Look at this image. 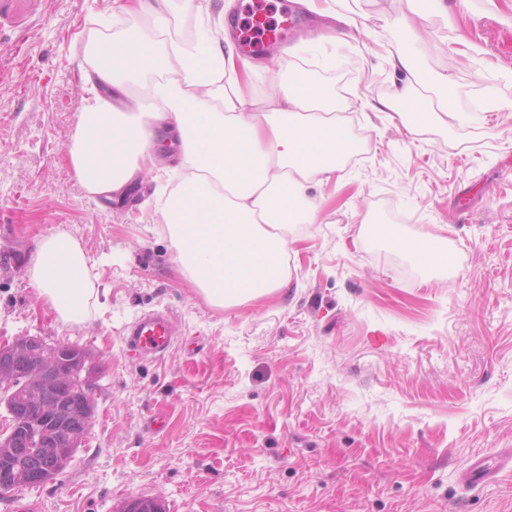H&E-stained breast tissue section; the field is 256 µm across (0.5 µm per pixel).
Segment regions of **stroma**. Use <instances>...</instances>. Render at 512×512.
Returning a JSON list of instances; mask_svg holds the SVG:
<instances>
[{"label":"stroma","instance_id":"35a3bbf8","mask_svg":"<svg viewBox=\"0 0 512 512\" xmlns=\"http://www.w3.org/2000/svg\"><path fill=\"white\" fill-rule=\"evenodd\" d=\"M423 0L418 65L448 74L462 124L414 103L380 111L406 41V0H334L366 35L318 63L361 149L320 209L293 228L290 279L219 309L182 274L154 204V173L127 198L90 199L68 156L87 95L88 44L140 26L118 0H0V343L23 334L91 355L96 406L63 473L0 497V512H119L139 496L167 512H512V0ZM286 48L260 56L247 88L268 95L299 36L328 21L298 0ZM414 123L409 135L403 123ZM89 258L100 304L65 323L29 279L45 234ZM447 250L444 264L406 245ZM168 313L164 358L128 355L126 329ZM477 460L498 462L464 487Z\"/></svg>","mask_w":512,"mask_h":512}]
</instances>
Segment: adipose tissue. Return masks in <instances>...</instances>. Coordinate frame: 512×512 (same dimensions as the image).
Segmentation results:
<instances>
[{"instance_id": "ef3b65f1", "label": "adipose tissue", "mask_w": 512, "mask_h": 512, "mask_svg": "<svg viewBox=\"0 0 512 512\" xmlns=\"http://www.w3.org/2000/svg\"><path fill=\"white\" fill-rule=\"evenodd\" d=\"M168 2L133 0L127 10L143 18L145 32L85 51L89 96L68 152L86 193L109 197L178 142L182 177L160 188L174 258L210 303L229 307L287 283L290 228L315 223L308 191L333 178L350 131L328 89L306 79L276 78L274 92L260 100L243 90L225 24L232 0L187 45L163 36ZM390 62L403 79L384 109L411 99L419 82L436 96L418 102L420 111L445 124L460 121L447 75L419 72L406 45ZM29 274L63 321L87 317L95 290L85 252L69 234L42 236Z\"/></svg>"}]
</instances>
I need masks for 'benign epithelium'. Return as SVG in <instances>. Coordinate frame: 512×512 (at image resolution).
I'll return each instance as SVG.
<instances>
[{"instance_id": "1", "label": "benign epithelium", "mask_w": 512, "mask_h": 512, "mask_svg": "<svg viewBox=\"0 0 512 512\" xmlns=\"http://www.w3.org/2000/svg\"><path fill=\"white\" fill-rule=\"evenodd\" d=\"M94 368L82 347L21 335L0 343V493L60 475L80 448L95 411ZM120 512H164L134 497Z\"/></svg>"}]
</instances>
